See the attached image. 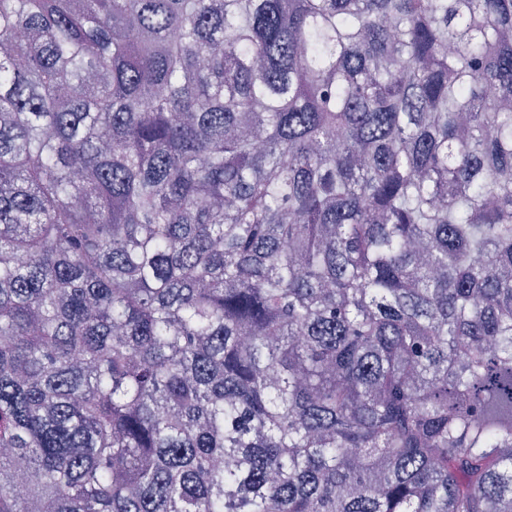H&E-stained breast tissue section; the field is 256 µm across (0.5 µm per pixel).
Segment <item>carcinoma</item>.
<instances>
[{
  "mask_svg": "<svg viewBox=\"0 0 512 512\" xmlns=\"http://www.w3.org/2000/svg\"><path fill=\"white\" fill-rule=\"evenodd\" d=\"M0 512H512V0H0Z\"/></svg>",
  "mask_w": 512,
  "mask_h": 512,
  "instance_id": "obj_1",
  "label": "carcinoma"
}]
</instances>
